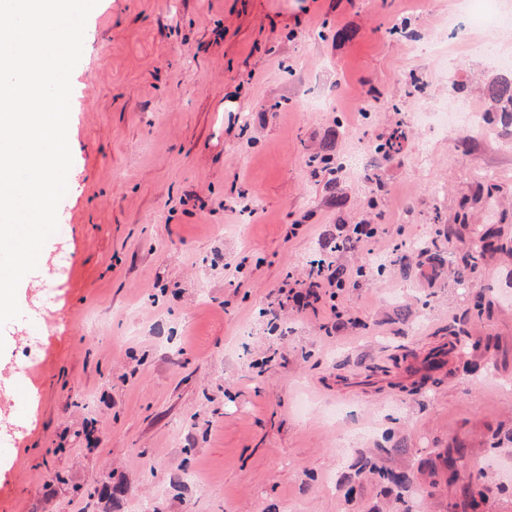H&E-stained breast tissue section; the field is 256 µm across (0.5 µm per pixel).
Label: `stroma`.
<instances>
[{
  "instance_id": "obj_1",
  "label": "stroma",
  "mask_w": 512,
  "mask_h": 512,
  "mask_svg": "<svg viewBox=\"0 0 512 512\" xmlns=\"http://www.w3.org/2000/svg\"><path fill=\"white\" fill-rule=\"evenodd\" d=\"M494 13L482 30L458 0H99L71 74L67 238L0 328L20 425L0 512H460L475 478L512 512V136L492 112L477 132L417 119L502 76L512 0ZM400 122V153L362 177L360 143ZM356 224L379 235L339 255L342 319L297 313L280 287ZM414 242L446 266L392 261ZM373 255L382 275L356 277ZM470 260L459 287L447 267ZM31 336L43 372L20 392ZM358 472L368 469L369 472L377 473L379 478L386 484H392L398 487H405L409 482V476L405 472H396L388 469L377 468L367 458L360 457L355 463Z\"/></svg>"
}]
</instances>
